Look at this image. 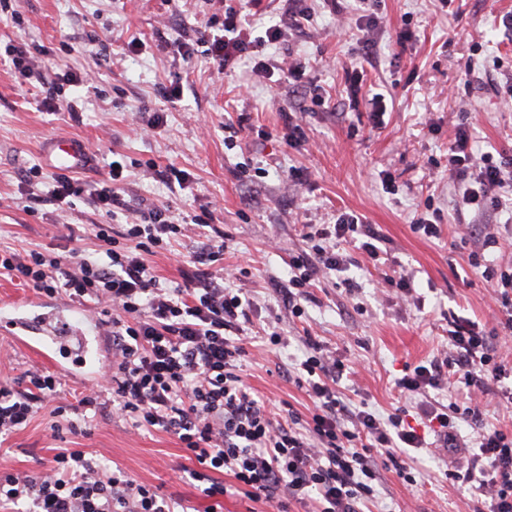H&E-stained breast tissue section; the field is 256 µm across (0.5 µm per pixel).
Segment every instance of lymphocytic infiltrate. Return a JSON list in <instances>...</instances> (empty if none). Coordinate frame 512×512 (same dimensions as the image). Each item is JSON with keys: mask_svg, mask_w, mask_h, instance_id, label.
<instances>
[{"mask_svg": "<svg viewBox=\"0 0 512 512\" xmlns=\"http://www.w3.org/2000/svg\"><path fill=\"white\" fill-rule=\"evenodd\" d=\"M285 34L283 25L274 24L262 36H253L240 10L228 4L223 32L212 37L208 53L224 66L252 58L253 72L266 75L270 65L261 59L260 48L281 43ZM470 140L461 126L448 142V176L459 188L454 205L475 213L503 207L501 190L512 187V155L475 154ZM121 178L117 167L109 179L98 182L58 172L51 175L46 194L29 195L34 202L59 207L90 196L111 218L94 229L102 259L76 249L65 254L0 251L1 275L50 297L111 305L112 317L104 325L113 354L80 406L101 407L108 391L115 412L133 429L177 436L195 463L189 475L202 483L201 493L210 499L213 512H223L225 496L234 492L276 502L279 512L294 504L306 512H364L379 479L374 450L419 449L426 445L424 434L403 409L382 418L347 402L338 389L344 363L309 337L293 374L312 401L313 413L306 421L290 415L285 423L272 416L253 397L243 375L241 322L248 319L251 303L224 285L223 232L211 227L200 251L179 257L183 283L167 287L147 258L171 250L183 227L171 221L167 209L125 199ZM472 232L481 248L469 253L468 263L492 284V297L506 315L503 334L490 336L476 322L449 317V355L416 366L396 382L400 392L409 394L439 390L450 381L464 384L465 402L436 403L425 411L429 428L449 448L464 447L459 426L480 422L482 403L512 404V387L503 384L512 377L507 360L512 354V263L487 264L483 251L497 242L490 225H473ZM382 240L375 225L354 213L342 214L332 224L308 225L307 246L290 261L293 313L302 314L315 276L346 271V246L357 247L376 263L384 255ZM27 379L23 388L11 378L0 379V436L26 425L38 404L56 396L62 386L54 372H31ZM474 445L477 453L470 466L453 471V480L476 485L486 497L485 507L473 512H512V433L485 429ZM220 473L230 476V483L217 481ZM0 498L24 505L25 512H171L151 486L106 472L104 465L70 448L60 449L41 476L1 475Z\"/></svg>", "mask_w": 512, "mask_h": 512, "instance_id": "lymphocytic-infiltrate-1", "label": "lymphocytic infiltrate"}]
</instances>
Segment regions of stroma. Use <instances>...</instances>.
Instances as JSON below:
<instances>
[{"instance_id":"35a3bbf8","label":"stroma","mask_w":512,"mask_h":512,"mask_svg":"<svg viewBox=\"0 0 512 512\" xmlns=\"http://www.w3.org/2000/svg\"><path fill=\"white\" fill-rule=\"evenodd\" d=\"M339 3L338 14L325 0H298L309 21L265 49L267 58L305 66L296 88L254 75L250 64L226 69L208 58L203 40L222 27V0H11L0 13V53L10 44L25 45L40 70L22 83L0 62V249L95 251L93 227L109 218L90 200H76L67 211L28 201L31 167L44 175L38 190L49 187L42 140L81 138L93 158L84 179H102L120 162L126 195L167 206L173 221L198 215L223 228L225 268L248 270L239 283L251 302L243 368L273 414L287 404L305 418L312 411L289 375L309 336L344 361L340 390L355 406L383 417L402 407L416 426L427 402L460 401L465 392L453 386L425 396L400 393L395 381L405 367L447 351L450 315L488 332L505 318L467 256L474 248L470 226L490 224L499 244L486 251L487 260L512 259V210L455 211L448 141L462 124L478 152L512 153V108L503 107L489 75L494 63L512 66V33L502 24L512 0H453L446 11L439 0H370L378 18L370 28L360 23L354 0ZM135 37L140 47L129 48ZM360 38L376 45L375 58L362 68L365 89L386 97L379 129L364 109L350 107L347 96L344 69L354 65L351 50ZM182 42L191 58L179 54ZM473 71L481 81H471ZM67 72L81 80L63 86L61 99L79 100L81 112L44 110L47 83ZM175 84L180 96L173 99L168 92ZM284 106L303 111L306 139L294 147L283 139ZM156 113L163 117L161 133L139 135V125ZM241 117L247 128L233 147L224 141V122ZM170 167L187 171L189 181L163 182L159 173ZM429 207L442 216L434 238L412 227L414 215ZM345 211L377 225L397 270L412 279L414 296L401 299L383 284L384 268L352 248L348 274L358 291L348 293L335 275L321 277L309 289L303 315L294 317L283 288L289 261L305 247L301 227L335 223ZM67 304L0 275V307L50 316ZM274 331L287 346L269 345L266 336ZM84 387L67 380L54 401L0 440V471L36 476L57 449H79L156 487L174 512H204L207 502L187 473L192 463L177 437L136 431L120 416L78 407ZM57 404L67 406L66 417L79 432L54 437L50 412ZM426 440L427 447L400 458L412 475L408 482L385 452L377 453L374 512H472L470 486L445 475L448 462H465L466 451L442 447L431 433Z\"/></svg>"}]
</instances>
